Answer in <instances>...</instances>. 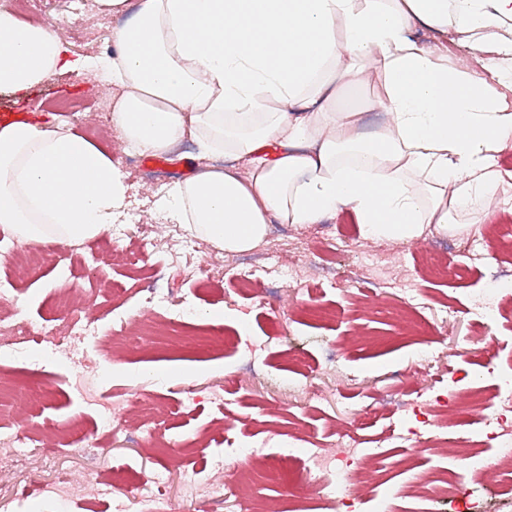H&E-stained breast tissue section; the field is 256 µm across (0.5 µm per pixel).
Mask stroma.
Returning <instances> with one entry per match:
<instances>
[{
  "label": "stroma",
  "instance_id": "stroma-1",
  "mask_svg": "<svg viewBox=\"0 0 512 512\" xmlns=\"http://www.w3.org/2000/svg\"><path fill=\"white\" fill-rule=\"evenodd\" d=\"M95 93L81 75L60 73L22 95L0 93V108L32 112L51 97L87 105ZM93 123L109 131L95 137V144L110 151L127 174L128 221L118 245H110L104 234L64 247L57 262L37 272L22 262H0V279L14 282L17 303L33 323L64 333L67 305L80 302L92 305L106 335L78 344L70 358L46 361L42 346L32 342L22 356L0 360V396L13 401L18 427L37 429L61 450L53 458L32 452L0 475V512H103L102 502L90 498L40 492L21 497L17 491L36 481L52 482L60 473L74 483L88 474L131 482L137 473L161 471L172 474L166 497L175 512H224L223 501L186 494L174 472L178 464L229 458L243 448L255 450L278 472L275 482L258 488L253 470H239L243 492L258 495L262 512H290L298 496L291 473L306 465L309 437L327 442L339 433L355 435L358 460L367 471L386 476L380 486L357 487L354 512H376L382 501L396 512L428 506L434 512H485L497 487L480 477L467 480L466 498L458 506L407 496L422 477L456 467L450 445L484 434L480 417L462 425L439 414L432 433L446 438V445L409 457L406 438L417 422L402 407L401 396L410 394L425 410L473 387L496 395L503 379H512V252L500 248L502 237L512 238V191L491 199L506 220L485 228L475 254L463 249L471 239L467 233L370 240L361 237L357 224L337 217L310 227L271 225L259 246L236 254L180 232L178 238L191 243L181 264L204 270L200 279H189L179 276L169 259L174 238L158 199L162 188L195 171L194 145L183 141L168 152L167 166L147 167L111 134L110 111L94 113ZM331 232L345 236V257L328 251ZM140 253L144 261L134 262ZM288 265L305 270L297 287H288L280 275ZM256 268L263 274L254 288H240V273ZM401 282L413 288L420 322L453 313L446 335L434 345L440 362L424 391L403 378L424 343L408 331L409 318L395 291ZM152 291L173 301L191 299L194 315L169 324L166 308L145 303ZM487 295L496 301L495 344L488 354L469 358L471 339L483 333L470 306ZM212 309L227 314L220 326L223 346H190V338L210 330L204 314ZM115 361L132 370V377L109 375L106 366ZM175 365L191 371V379H153V372ZM120 392L128 399L129 420L115 434L104 427L91 400ZM148 419L164 422L166 446H151L143 428ZM87 433L94 438L92 450L68 452L69 442ZM173 444L186 451L181 461L169 456Z\"/></svg>",
  "mask_w": 512,
  "mask_h": 512
}]
</instances>
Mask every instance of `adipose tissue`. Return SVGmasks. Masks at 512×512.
<instances>
[{
    "label": "adipose tissue",
    "instance_id": "1",
    "mask_svg": "<svg viewBox=\"0 0 512 512\" xmlns=\"http://www.w3.org/2000/svg\"><path fill=\"white\" fill-rule=\"evenodd\" d=\"M120 17L113 53L90 59L50 25L0 9V91L96 70L121 90L118 137L142 154L180 141L198 172L159 200L165 219L227 252L270 225L321 224L350 208L366 239L454 232L453 213L503 183L512 148V0H95ZM424 27L470 49L449 70L415 37ZM376 56L370 134L328 108L331 74L356 84ZM120 162L64 120L0 127V229L21 243L76 244L125 210Z\"/></svg>",
    "mask_w": 512,
    "mask_h": 512
}]
</instances>
